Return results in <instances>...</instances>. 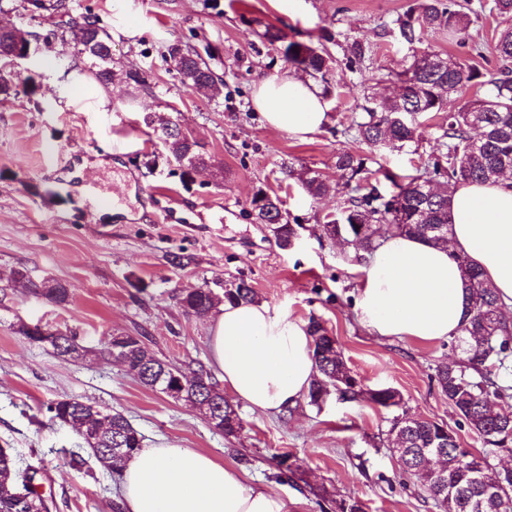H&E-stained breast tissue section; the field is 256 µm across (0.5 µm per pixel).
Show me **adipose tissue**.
Instances as JSON below:
<instances>
[{"instance_id":"1","label":"adipose tissue","mask_w":512,"mask_h":512,"mask_svg":"<svg viewBox=\"0 0 512 512\" xmlns=\"http://www.w3.org/2000/svg\"><path fill=\"white\" fill-rule=\"evenodd\" d=\"M254 105L270 129L300 139L328 121L320 89L299 75L260 84ZM450 211L447 243L394 236L370 255L357 299L369 333L421 342L456 335L468 304L460 254L512 310V179L458 184ZM209 345L215 374L253 410L297 406L316 373L306 323L264 302L221 305ZM120 497L124 512H286L278 496L246 486L236 469L173 442L139 448L125 462Z\"/></svg>"}]
</instances>
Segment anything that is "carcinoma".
I'll return each mask as SVG.
<instances>
[{
    "label": "carcinoma",
    "instance_id": "carcinoma-1",
    "mask_svg": "<svg viewBox=\"0 0 512 512\" xmlns=\"http://www.w3.org/2000/svg\"><path fill=\"white\" fill-rule=\"evenodd\" d=\"M471 0H420L395 21L394 32L404 42L422 43L429 33L448 30L468 38ZM64 32L73 42L74 54L66 71L79 70L106 86L112 79V37L88 16L70 19ZM332 37L322 36L317 43L290 42L284 49L286 62L296 71L329 89L332 70L326 43ZM496 51L501 66L483 73L465 60L434 51H422L410 67L390 70L388 75L402 83L396 98L379 101L364 97L361 118L355 122V137L371 151L401 148L419 139V115L441 112L448 100H459V106L447 111L440 136L439 153L408 174L396 175L381 168L372 170L371 156L349 150L336 154L335 167L349 196L336 216L322 225L326 237L342 236L356 251L372 253L393 236H417L434 244L448 240L453 224L449 209L451 189L463 182H495L512 174V26L504 27L498 36ZM169 58L183 84L200 90L215 83L212 71L192 47L172 45ZM365 60L363 43L354 39L349 45L345 66L354 71ZM467 87L476 88L469 99L461 98ZM157 138L178 162L191 167L207 165L210 156L204 145L183 132L177 121L160 113L144 117ZM303 187L313 196H321L330 185L316 171L299 175ZM261 199H252L255 221L273 225L275 238L287 245L295 229L285 219L282 202L276 195L258 191ZM462 275L469 285V303L454 341L465 345V359L454 365H442L435 374L440 392L448 398L469 430L481 439L487 451L473 453L460 447L457 436H442L439 423L413 417L406 424L407 413L389 419L388 435L394 438L402 469L417 477L439 512H512V475L490 462L501 448H512V316H507L499 297L482 278L479 270L466 259H459ZM37 294L55 304H65L71 289L62 282L31 283ZM233 291L224 293L230 302L257 300L255 289L244 279L231 284ZM218 302L209 283L181 297L184 311L198 318L206 317ZM308 327L313 339V358L317 377L307 398L315 406L331 395L345 401L363 400L373 407L393 411L401 407L398 390L381 387L365 391L362 387L343 385L349 369L339 349L332 347L327 329L314 318ZM61 342L59 355L79 358L86 353L79 337L72 332L57 331ZM126 369L146 387L154 388L153 376L142 374V368L154 364L158 369L174 366L157 358L145 341L138 337L128 351ZM202 398L224 410V436L237 435L243 422L236 409L228 408L222 390L204 369L189 381L187 399ZM67 412L80 413L76 398H63L46 406L49 420ZM107 429L92 456L113 476H121V464L142 446L143 437L120 412H111ZM28 470L18 466L6 448H0V512H47L43 497L31 491V503L22 506L7 494V488Z\"/></svg>",
    "mask_w": 512,
    "mask_h": 512
}]
</instances>
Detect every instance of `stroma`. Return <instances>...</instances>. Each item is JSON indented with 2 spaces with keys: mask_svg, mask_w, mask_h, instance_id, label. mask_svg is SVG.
I'll return each instance as SVG.
<instances>
[{
  "mask_svg": "<svg viewBox=\"0 0 512 512\" xmlns=\"http://www.w3.org/2000/svg\"><path fill=\"white\" fill-rule=\"evenodd\" d=\"M55 2L38 9L0 0V25L26 24L49 41L21 63L9 95H0V448L19 467L40 469L51 512H117L110 472L93 459L67 464L83 442L41 411L76 398L122 412L146 446L174 441L215 456L243 472L247 486L279 495L287 512H335L341 498L360 501L364 512H439L392 451L388 411L333 396L290 413L240 403L243 428L228 438L191 404L142 386L107 350L112 336L141 333L156 357L185 374L209 366L210 320L187 314L179 300L204 282L243 278L259 300L291 318L321 319L365 385L397 389L409 414L447 425L462 447L482 452L435 381L439 365L462 359L461 348L374 336L361 326L362 275L348 246L321 231L348 190L314 197L297 175L312 169L338 184L339 150L369 154L352 129L363 97L397 95L388 68L408 67L421 50L496 69L500 18H475V55L444 32L414 46L382 35L415 0H69L111 35L115 72L140 70L151 89L139 92L67 71L73 47L59 36L64 15ZM269 25L279 42L264 39ZM324 30L335 36L334 59L357 37L370 46L369 60L359 72L338 69L341 88L326 96L329 121L319 131L299 140L271 130L253 104L255 90L290 74L286 43ZM173 44L192 46L209 65L218 97L182 84L167 52ZM147 112L171 116L205 145L210 164L193 170L176 162L143 124ZM422 128L418 144L382 151L384 167L406 174L436 152L437 119H423ZM260 190L281 199L296 231L292 246H280L271 225L255 223L250 202ZM177 255L190 263L175 265ZM16 269L27 270L29 282L14 279ZM45 280L68 284L69 302L35 294L32 283ZM22 321L74 330L88 352L62 359L20 335ZM286 458L296 467L284 474Z\"/></svg>",
  "mask_w": 512,
  "mask_h": 512,
  "instance_id": "obj_1",
  "label": "stroma"
}]
</instances>
